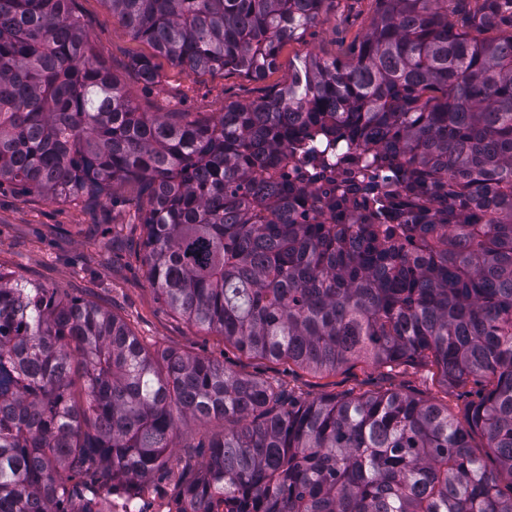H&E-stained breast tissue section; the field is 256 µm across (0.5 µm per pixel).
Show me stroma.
<instances>
[{
	"mask_svg": "<svg viewBox=\"0 0 512 512\" xmlns=\"http://www.w3.org/2000/svg\"><path fill=\"white\" fill-rule=\"evenodd\" d=\"M377 9V0H329L326 14L300 38L287 42L276 67L261 79L240 72L189 76L161 57L157 60L159 81L148 84L130 63L132 57L149 53V46L133 39L112 17L104 0H75L73 4L94 52L141 111L198 112L212 117L227 103L258 100L286 83L299 59L352 60ZM140 203L136 187L126 184L115 186L112 199L96 206L82 199L52 200L9 184L0 186V266L16 277L110 309L158 347L210 357L230 370L281 382L302 401L346 392H411L447 405L449 414L460 418L483 394L482 385L472 382L445 390L436 367L424 360L390 370L358 361L333 373L317 374L285 361L248 354L218 333L190 324L158 297L147 278L139 257L142 227L135 221ZM223 431V424L216 422H191L182 428L168 464L171 474L154 478L153 492L176 495V473L200 462L198 442Z\"/></svg>",
	"mask_w": 512,
	"mask_h": 512,
	"instance_id": "35a3bbf8",
	"label": "stroma"
}]
</instances>
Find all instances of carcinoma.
<instances>
[{
  "instance_id": "cac0c4a2",
  "label": "carcinoma",
  "mask_w": 512,
  "mask_h": 512,
  "mask_svg": "<svg viewBox=\"0 0 512 512\" xmlns=\"http://www.w3.org/2000/svg\"><path fill=\"white\" fill-rule=\"evenodd\" d=\"M72 2L0 0V185L97 205L136 183L158 296L251 355L428 359L490 388L461 420L398 391L300 402L0 268V512H103L189 421L224 422L179 474L193 512H512V0H378L355 61L301 59L215 119L140 111ZM104 2L152 82L158 56L260 79L326 0ZM314 137L396 182L300 221L312 195L285 172Z\"/></svg>"
}]
</instances>
